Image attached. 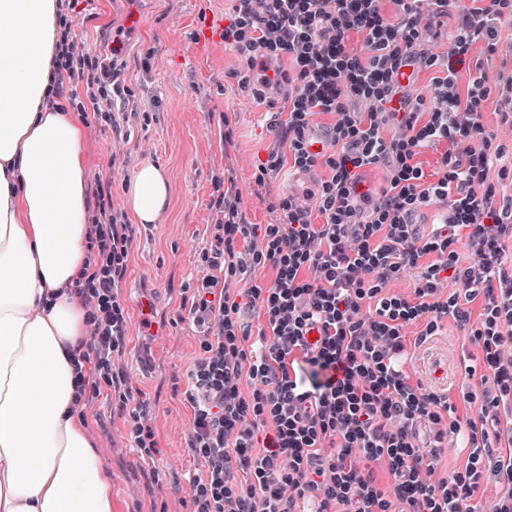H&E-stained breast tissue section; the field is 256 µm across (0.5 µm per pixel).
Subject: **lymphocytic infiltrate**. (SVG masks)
<instances>
[{"label": "lymphocytic infiltrate", "mask_w": 512, "mask_h": 512, "mask_svg": "<svg viewBox=\"0 0 512 512\" xmlns=\"http://www.w3.org/2000/svg\"><path fill=\"white\" fill-rule=\"evenodd\" d=\"M231 2L224 44L248 65L237 84L278 112L256 182L287 164L325 176L309 203L274 193L275 224L249 222L233 178L214 182L209 242L195 254L204 275L184 286L177 315L198 328L195 357L171 377L191 411L188 512H299L309 501L314 512H512V149L483 121V62L498 52L499 29H512V0H397L393 15L381 0ZM77 3L57 0L44 103H68L124 137L135 91L89 49ZM451 14L453 52L426 55L422 44ZM355 34L363 52L350 46ZM422 70L433 74L423 92ZM320 113L335 121L318 139ZM433 147L443 153L428 175L418 157ZM377 166L388 176L375 191L360 172ZM112 174L94 175L87 264L67 289L85 326L75 400L100 431L107 416L122 419L155 485L151 401L122 364L137 231L112 205ZM433 203L446 216L425 234L414 218ZM464 248L477 263L461 260ZM408 270L410 292L392 291ZM252 312L255 328L244 320ZM448 321L479 359L459 399L409 365ZM452 434L468 453L451 467Z\"/></svg>", "instance_id": "1"}]
</instances>
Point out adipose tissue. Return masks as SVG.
<instances>
[{"label": "adipose tissue", "mask_w": 512, "mask_h": 512, "mask_svg": "<svg viewBox=\"0 0 512 512\" xmlns=\"http://www.w3.org/2000/svg\"><path fill=\"white\" fill-rule=\"evenodd\" d=\"M56 0H0V512H112V481L74 407L85 265L84 122L48 109ZM163 171L142 165L128 205L155 223Z\"/></svg>", "instance_id": "adipose-tissue-1"}]
</instances>
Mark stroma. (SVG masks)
<instances>
[{
	"mask_svg": "<svg viewBox=\"0 0 512 512\" xmlns=\"http://www.w3.org/2000/svg\"><path fill=\"white\" fill-rule=\"evenodd\" d=\"M231 0H136L127 24L134 30L120 60L124 78L136 93L127 137L86 128L83 155L86 176H93L110 157L123 160L112 188L114 208L127 209L137 169L145 163L160 167L169 183V204L156 223L140 225L124 294L129 307L130 341L125 356L133 387L156 403L154 428L160 453L155 460L165 489L168 512H187L186 480L194 464L185 448L190 413L171 393L169 377L189 368L195 355V328L175 323L179 289L200 278L194 254L207 241L212 221L208 203L213 178L231 167L242 205L254 224L278 222L265 188L255 181L256 165L271 140L272 113L241 92L232 71L241 59L224 43L206 55L193 52L197 26L221 17ZM152 51L151 71L140 59ZM151 123H143V116ZM235 128L234 147H225V124ZM89 434L112 480V512H151L145 479L131 468L122 424L111 437Z\"/></svg>",
	"mask_w": 512,
	"mask_h": 512,
	"instance_id": "35a3bbf8",
	"label": "stroma"
}]
</instances>
